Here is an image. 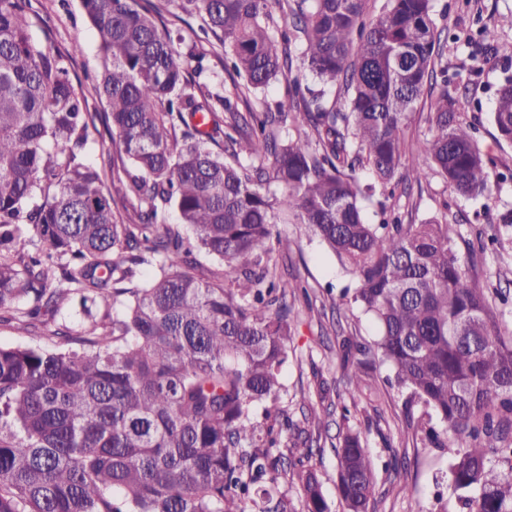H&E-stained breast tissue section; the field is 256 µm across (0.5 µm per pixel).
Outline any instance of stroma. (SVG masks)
<instances>
[{
    "label": "stroma",
    "mask_w": 512,
    "mask_h": 512,
    "mask_svg": "<svg viewBox=\"0 0 512 512\" xmlns=\"http://www.w3.org/2000/svg\"><path fill=\"white\" fill-rule=\"evenodd\" d=\"M151 2L160 8L158 22L172 35L181 36L182 50L193 48L204 54L199 83L211 92L236 98L233 79L217 54L219 43L201 32L200 19L178 18L164 0ZM33 7L46 21L57 47L68 50L80 45L69 64L71 79L84 93L88 111H105V102L91 90L103 59L80 0H33ZM510 16L512 0H434V19L442 39L441 63L447 66L451 82L468 86L472 105L466 120L476 127L481 147L497 158L490 195H460L436 175L409 189L396 190L386 201L404 224L447 213L458 231L457 249L462 253L475 244L478 235L497 236V244L478 255L470 277L508 325H512V226L496 224L495 218L512 209V145L497 142L490 113L496 89L505 74H512V57L488 54L476 29L479 21H498L499 40L512 44V26L506 23ZM86 152L98 166H111L112 194L121 197L127 162L111 135L102 128L89 130ZM278 231L280 242L273 254L277 271L285 279L301 282L308 291L307 296L288 300L295 315V352L283 370L286 391L282 402L292 420L313 437L310 465L318 474L331 512H346L336 488V448L350 429L366 436L376 473L369 512H437L443 503L448 512H457L447 483L453 453L433 447L424 433L415 430L412 422L425 408L398 388L389 364L375 362L362 381L366 398L350 412H343L347 378L341 365L342 345L350 338L374 341L377 325L361 308L340 301L339 291L350 284L351 277L318 238L299 224H282ZM393 449L403 461L396 472L385 467Z\"/></svg>",
    "instance_id": "obj_1"
}]
</instances>
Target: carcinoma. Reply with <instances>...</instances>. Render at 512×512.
<instances>
[{"label":"carcinoma","instance_id":"cac0c4a2","mask_svg":"<svg viewBox=\"0 0 512 512\" xmlns=\"http://www.w3.org/2000/svg\"><path fill=\"white\" fill-rule=\"evenodd\" d=\"M167 2L203 18L246 89L291 71L292 44L314 86L295 80L275 108L242 115L190 75L203 55L181 52L152 9L81 0L108 108L90 113L72 54L32 35L31 0H0V326L35 334L81 315L0 345V512H295L268 490L285 463L274 449L296 428L280 399L300 285L271 266L290 217L357 280L353 302L377 322L397 385L447 424L442 436L423 418L416 428L455 449L463 508L512 512V336L466 268L497 238L463 256L447 216L373 224L361 205L394 183L403 128L438 82L415 180L491 190L496 163L463 118L467 92L437 69L433 0H388L374 21L368 0H278V39L268 0ZM491 119L512 144V77ZM96 120L130 164L136 224L117 220L86 155ZM199 254L214 261L205 278L192 273ZM369 353L345 345L352 401ZM294 476L305 512H330L301 457ZM375 487L367 441L349 431L337 449L348 512H367Z\"/></svg>","mask_w":512,"mask_h":512}]
</instances>
